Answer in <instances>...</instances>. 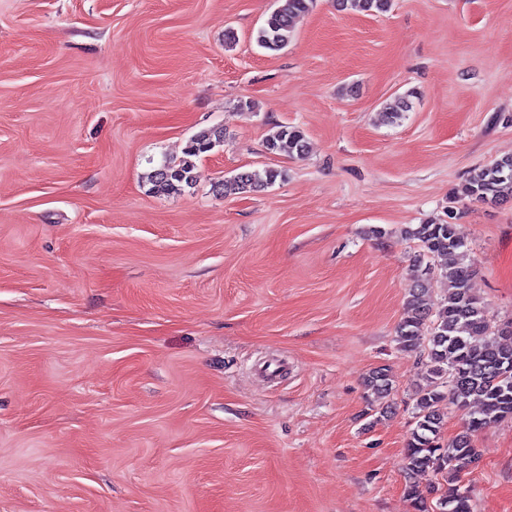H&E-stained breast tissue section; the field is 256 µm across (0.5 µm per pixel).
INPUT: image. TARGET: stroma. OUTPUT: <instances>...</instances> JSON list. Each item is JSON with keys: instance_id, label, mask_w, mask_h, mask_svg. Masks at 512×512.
<instances>
[{"instance_id": "stroma-1", "label": "stroma", "mask_w": 512, "mask_h": 512, "mask_svg": "<svg viewBox=\"0 0 512 512\" xmlns=\"http://www.w3.org/2000/svg\"><path fill=\"white\" fill-rule=\"evenodd\" d=\"M276 6L0 0V512H413L426 356L394 342L417 274L400 230L512 156V0H315L270 53ZM280 125L303 156L267 149ZM213 126L196 185L152 194ZM267 168L261 191L213 189ZM457 207L501 328L512 200ZM475 446L473 512H512V420ZM363 383L368 397L372 395L376 401L387 397L392 390V380L386 368L371 371Z\"/></svg>"}]
</instances>
